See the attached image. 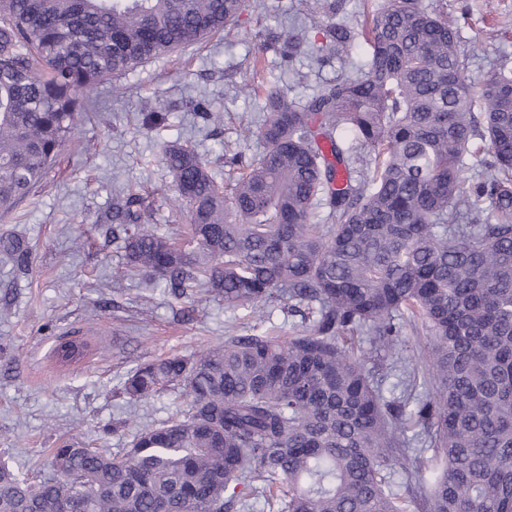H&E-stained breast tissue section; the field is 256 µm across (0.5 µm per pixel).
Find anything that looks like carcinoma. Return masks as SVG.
Here are the masks:
<instances>
[{
	"mask_svg": "<svg viewBox=\"0 0 512 512\" xmlns=\"http://www.w3.org/2000/svg\"><path fill=\"white\" fill-rule=\"evenodd\" d=\"M247 2L0 0V212L43 182L103 81L220 33ZM306 4L325 26L317 60L343 63L361 39L366 68L304 105L265 79L268 118L247 130L264 152L227 193L197 153L166 145L185 242L144 223L137 191L113 216L130 275L254 314L302 307L306 323L139 364L123 394L179 387L185 417L115 452L69 440L39 479L1 461L0 512H239L251 496L275 512H407L408 498L415 512H512V69L473 82L461 24L422 0L351 24L341 0ZM278 42L290 63L304 53L295 30ZM485 151L494 175L465 186ZM322 201L329 224L313 222ZM0 255L29 264L19 237ZM416 323L424 391L412 370L388 398L377 368H397ZM365 343L384 353L371 368ZM89 353L61 339L52 358ZM420 442L439 460L429 480Z\"/></svg>",
	"mask_w": 512,
	"mask_h": 512,
	"instance_id": "carcinoma-1",
	"label": "carcinoma"
}]
</instances>
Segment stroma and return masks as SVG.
<instances>
[{
  "mask_svg": "<svg viewBox=\"0 0 512 512\" xmlns=\"http://www.w3.org/2000/svg\"><path fill=\"white\" fill-rule=\"evenodd\" d=\"M425 3L444 5L452 16L469 9L463 35L477 49L468 60L472 80L512 68V0ZM293 26L308 43L321 42L303 0H261L228 34L104 82L93 96L98 120L78 127L74 145L63 149L42 187L0 214V237L21 235L31 249L26 269L0 262V308L6 311L0 317V460L20 474H49L51 449L72 436L121 448L136 430L179 415L186 407L182 389L138 402L123 395V383L138 364L198 352L231 335L289 336L295 318L281 308L258 317L204 292L177 299L127 276L122 242L109 234L108 217L129 186L150 203L146 223L182 237L186 216L170 205L177 188L162 161L170 142L195 150L222 185L228 168L220 151L246 161L260 158L262 142L244 132L265 119L262 100L240 92L253 81L254 60L270 64L273 76L300 100L341 71L364 69L368 52L361 41L344 66L307 54L294 65L281 64L270 46ZM153 108L165 119L149 127L143 118ZM72 332L105 346V353L55 365L58 338Z\"/></svg>",
  "mask_w": 512,
  "mask_h": 512,
  "instance_id": "stroma-1",
  "label": "stroma"
}]
</instances>
